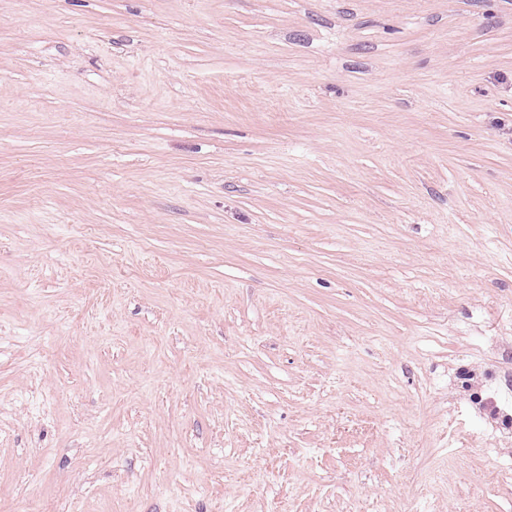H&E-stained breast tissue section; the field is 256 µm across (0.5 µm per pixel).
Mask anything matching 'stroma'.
Listing matches in <instances>:
<instances>
[{"label":"stroma","mask_w":512,"mask_h":512,"mask_svg":"<svg viewBox=\"0 0 512 512\" xmlns=\"http://www.w3.org/2000/svg\"><path fill=\"white\" fill-rule=\"evenodd\" d=\"M512 0H0V512H512Z\"/></svg>","instance_id":"35a3bbf8"}]
</instances>
